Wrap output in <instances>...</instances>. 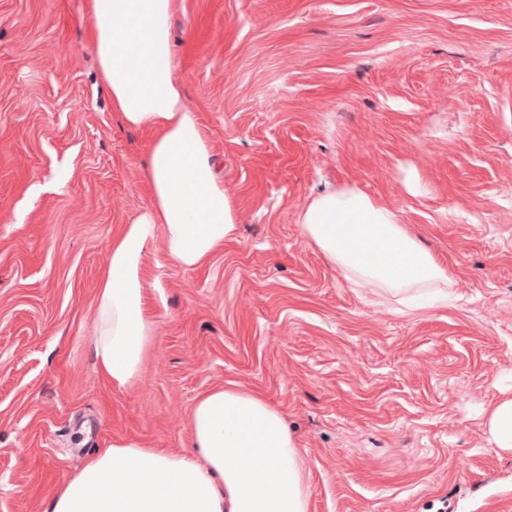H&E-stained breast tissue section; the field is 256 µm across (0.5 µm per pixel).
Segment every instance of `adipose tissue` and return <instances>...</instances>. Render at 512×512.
I'll list each match as a JSON object with an SVG mask.
<instances>
[{
	"label": "adipose tissue",
	"instance_id": "adipose-tissue-1",
	"mask_svg": "<svg viewBox=\"0 0 512 512\" xmlns=\"http://www.w3.org/2000/svg\"><path fill=\"white\" fill-rule=\"evenodd\" d=\"M176 0H90L99 74L132 128L152 131L142 161L151 203L112 242L94 300L89 348L99 371L125 387L141 375L153 334L142 257L155 236L192 269L233 236L236 219L214 170L208 138L174 80ZM308 241L356 286L397 296L450 278L395 216L354 189L314 197L299 215ZM193 449L173 453L116 440L88 458L46 512H308L300 450L283 415L261 395L217 386L188 418Z\"/></svg>",
	"mask_w": 512,
	"mask_h": 512
}]
</instances>
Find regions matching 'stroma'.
<instances>
[{
	"label": "stroma",
	"mask_w": 512,
	"mask_h": 512,
	"mask_svg": "<svg viewBox=\"0 0 512 512\" xmlns=\"http://www.w3.org/2000/svg\"><path fill=\"white\" fill-rule=\"evenodd\" d=\"M87 0H0V512H44L115 440L181 453L215 386L263 395L309 512H512V0H177L173 65L237 231L143 260L154 333L118 387L89 348L113 240L150 204ZM352 188L444 265L447 301L351 287L300 212ZM488 429L497 448H512V398L502 400L493 407Z\"/></svg>",
	"instance_id": "35a3bbf8"
}]
</instances>
